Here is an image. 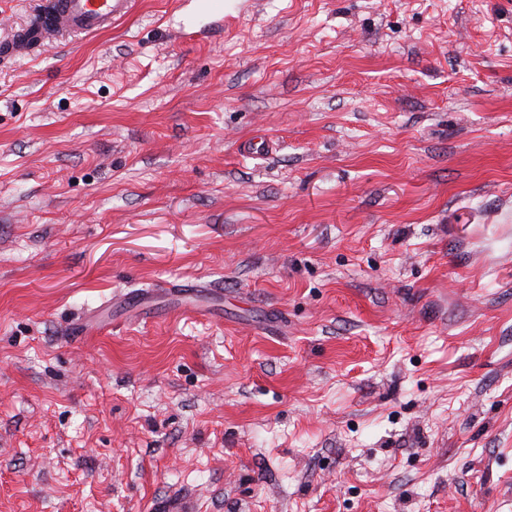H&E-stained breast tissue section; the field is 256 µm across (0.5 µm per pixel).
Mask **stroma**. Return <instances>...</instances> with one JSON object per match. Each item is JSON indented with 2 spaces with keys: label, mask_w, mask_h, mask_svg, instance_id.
<instances>
[{
  "label": "stroma",
  "mask_w": 512,
  "mask_h": 512,
  "mask_svg": "<svg viewBox=\"0 0 512 512\" xmlns=\"http://www.w3.org/2000/svg\"><path fill=\"white\" fill-rule=\"evenodd\" d=\"M215 1L0 64V512H512V0Z\"/></svg>",
  "instance_id": "1"
}]
</instances>
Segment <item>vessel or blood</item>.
<instances>
[{"mask_svg": "<svg viewBox=\"0 0 512 512\" xmlns=\"http://www.w3.org/2000/svg\"><path fill=\"white\" fill-rule=\"evenodd\" d=\"M135 0H41L45 23L33 33L18 32L0 42V61L33 55L56 43L66 32L94 34L131 13Z\"/></svg>", "mask_w": 512, "mask_h": 512, "instance_id": "vessel-or-blood-1", "label": "vessel or blood"}]
</instances>
